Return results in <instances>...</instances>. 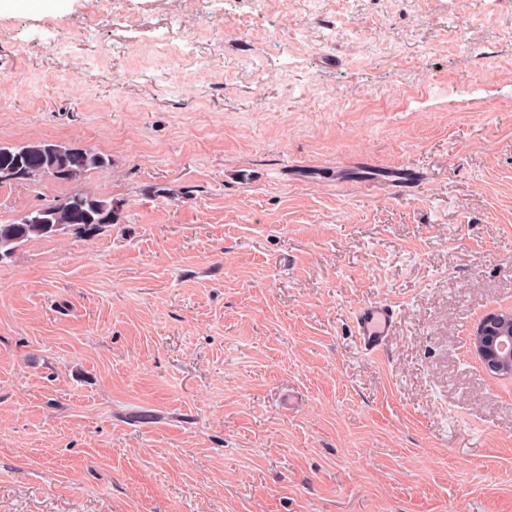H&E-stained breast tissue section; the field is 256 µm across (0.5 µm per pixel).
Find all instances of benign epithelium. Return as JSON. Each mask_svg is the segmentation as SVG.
Returning a JSON list of instances; mask_svg holds the SVG:
<instances>
[{"label":"benign epithelium","mask_w":512,"mask_h":512,"mask_svg":"<svg viewBox=\"0 0 512 512\" xmlns=\"http://www.w3.org/2000/svg\"><path fill=\"white\" fill-rule=\"evenodd\" d=\"M468 351L482 367L499 377L512 376V312L493 309L480 320Z\"/></svg>","instance_id":"1"}]
</instances>
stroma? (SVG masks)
Returning a JSON list of instances; mask_svg holds the SVG:
<instances>
[{
    "label": "stroma",
    "mask_w": 512,
    "mask_h": 512,
    "mask_svg": "<svg viewBox=\"0 0 512 512\" xmlns=\"http://www.w3.org/2000/svg\"><path fill=\"white\" fill-rule=\"evenodd\" d=\"M95 9L0 13V142L111 158L0 222L125 202L0 262V512H512V378L467 353L512 309V0ZM417 173L413 169H401L397 174L385 176L382 183L393 192H406L419 182ZM87 195V192L81 190H75L68 195L64 196L63 198L54 199V201L49 202L44 205L35 206L28 210H37L43 206L50 205V207H47L43 210H40L38 213H32L29 212L28 218L26 219L27 222L29 221H47L49 220L48 216H51L54 214V211L58 210L61 206L56 205L54 203L62 204L65 207V217L69 223L72 224H65V227H72V230L75 234H80L84 231H87V227L89 224H92V220L90 216L87 213V206L85 205V197ZM26 210V211H28ZM69 225V226H68ZM396 318L395 309L386 301L358 304L352 324L359 348L367 353L382 351L394 334Z\"/></svg>",
    "instance_id": "35a3bbf8"
}]
</instances>
